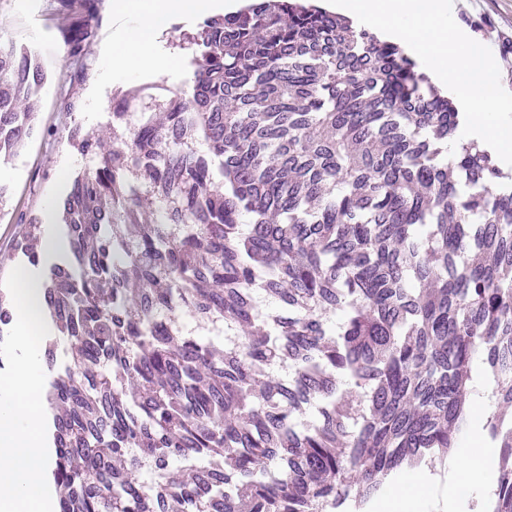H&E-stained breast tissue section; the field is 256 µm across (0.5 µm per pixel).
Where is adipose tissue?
<instances>
[{
  "label": "adipose tissue",
  "mask_w": 512,
  "mask_h": 512,
  "mask_svg": "<svg viewBox=\"0 0 512 512\" xmlns=\"http://www.w3.org/2000/svg\"><path fill=\"white\" fill-rule=\"evenodd\" d=\"M243 3L244 0H112V9L117 14L132 15L139 20L113 48L112 67L120 72H131L147 64L158 71H167L174 64L173 58L151 55L150 49L172 18L208 14L219 9L233 12ZM469 407L473 423L460 437L441 496L431 493L433 475L414 472L381 500L377 512H430L434 507L439 512H456L460 488H467L479 497L491 491L495 476L488 460L494 450L484 440L481 422L492 411L493 400L482 380H475L471 385Z\"/></svg>",
  "instance_id": "obj_1"
}]
</instances>
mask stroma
Masks as SVG:
<instances>
[{"label":"stroma","instance_id":"stroma-1","mask_svg":"<svg viewBox=\"0 0 512 512\" xmlns=\"http://www.w3.org/2000/svg\"><path fill=\"white\" fill-rule=\"evenodd\" d=\"M80 0H0V37L24 44L50 74L37 104L42 133L0 164V182L12 196L0 209V280L20 259L14 244L24 227L20 214L47 217L48 208L65 191L73 176L94 169L96 158L81 155L69 145L73 122L98 131L111 123L113 95L147 83L171 92L186 89L189 75L183 64L166 72L142 66L131 74L112 69V43L136 25L134 17L115 18L112 0H101L100 21L93 30L81 63L67 53L62 31L80 12ZM459 21L471 28L499 56L512 80V0H465Z\"/></svg>","mask_w":512,"mask_h":512}]
</instances>
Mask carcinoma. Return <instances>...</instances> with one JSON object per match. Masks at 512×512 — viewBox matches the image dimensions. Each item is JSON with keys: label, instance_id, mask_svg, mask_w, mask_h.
I'll return each instance as SVG.
<instances>
[{"label": "carcinoma", "instance_id": "cac0c4a2", "mask_svg": "<svg viewBox=\"0 0 512 512\" xmlns=\"http://www.w3.org/2000/svg\"><path fill=\"white\" fill-rule=\"evenodd\" d=\"M99 2L66 32L73 58ZM179 38L185 97L136 123L112 99L108 154L69 128L100 162L61 199L62 254L40 257V218H20L15 250L72 356L43 340L59 512H372L403 467L453 455L475 355L512 407V176L475 142L448 159L452 101L315 6L253 0ZM46 83L0 39V157L41 134ZM184 310L237 344L183 332ZM14 316L0 291V342ZM482 429L492 512H512V420Z\"/></svg>", "mask_w": 512, "mask_h": 512}]
</instances>
